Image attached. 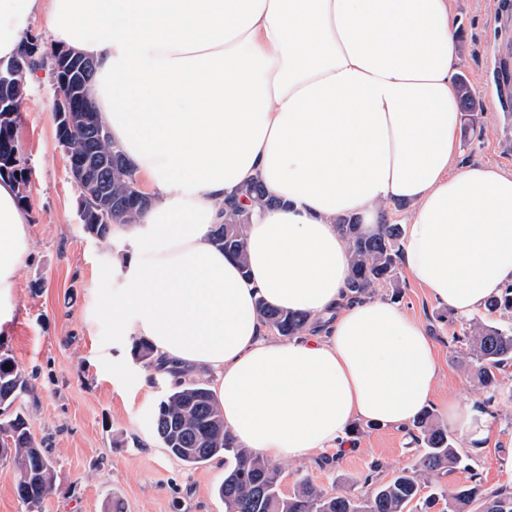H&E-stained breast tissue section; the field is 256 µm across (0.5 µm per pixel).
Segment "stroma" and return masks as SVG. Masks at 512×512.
<instances>
[{"mask_svg":"<svg viewBox=\"0 0 512 512\" xmlns=\"http://www.w3.org/2000/svg\"><path fill=\"white\" fill-rule=\"evenodd\" d=\"M501 0H456L462 48L459 76L471 108L461 114L458 162L486 163L512 172V112L499 111L486 83L491 46L512 45V28L495 23ZM54 76L43 67L26 84L17 136L32 174L26 206L31 213L32 255L17 277V315L11 336L0 341L28 379L18 404L39 446L46 448L55 490L41 512H224L218 487L224 461L188 467L168 454L154 433V410L172 382L164 375L141 383L144 362L132 354L135 337L121 335L101 310L120 302L112 260L124 242L95 239L78 221L80 191L55 138ZM399 302L432 337L441 374L431 408L455 400L474 411L450 425L457 451L470 459L486 487L512 484L504 462L512 456V398L496 400L479 414L485 398L469 367L448 345L458 318L442 319L441 307L399 270ZM489 422L484 441L475 426ZM414 427H366L344 447L280 462L281 489L292 492L308 478L327 491L365 497L421 454Z\"/></svg>","mask_w":512,"mask_h":512,"instance_id":"1","label":"stroma"}]
</instances>
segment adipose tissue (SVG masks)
Instances as JSON below:
<instances>
[{"label": "adipose tissue", "instance_id": "adipose-tissue-1", "mask_svg": "<svg viewBox=\"0 0 512 512\" xmlns=\"http://www.w3.org/2000/svg\"><path fill=\"white\" fill-rule=\"evenodd\" d=\"M54 44L92 57L100 120L152 194L113 272L124 335L157 370L209 380L237 443L297 460L353 420L402 428L433 398L435 344L398 304L352 297L337 222L402 219L410 279L461 319L512 284V173L459 166L454 0H0V60L40 9ZM260 181L248 273L210 240L225 198ZM28 210L0 179V335L31 255ZM307 313L271 338L258 305Z\"/></svg>", "mask_w": 512, "mask_h": 512}]
</instances>
